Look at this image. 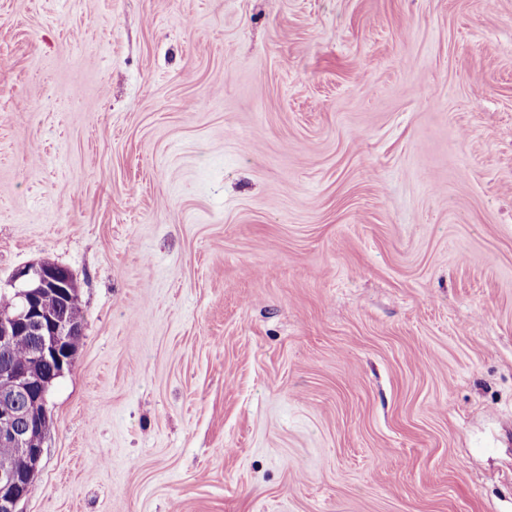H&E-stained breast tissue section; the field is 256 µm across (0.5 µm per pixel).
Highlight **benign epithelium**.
Instances as JSON below:
<instances>
[{"instance_id": "obj_1", "label": "benign epithelium", "mask_w": 512, "mask_h": 512, "mask_svg": "<svg viewBox=\"0 0 512 512\" xmlns=\"http://www.w3.org/2000/svg\"><path fill=\"white\" fill-rule=\"evenodd\" d=\"M77 294L70 270L41 261L16 273L14 303L0 309V352L16 335L30 333L34 338L24 362L0 357V451L20 460L18 468L0 470V512H19V503L32 491L44 452L47 395L70 369L82 336L81 325L43 308L44 297L55 295L66 302Z\"/></svg>"}]
</instances>
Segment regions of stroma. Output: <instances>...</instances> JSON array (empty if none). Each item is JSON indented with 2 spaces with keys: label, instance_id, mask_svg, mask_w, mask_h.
Listing matches in <instances>:
<instances>
[{
  "label": "stroma",
  "instance_id": "1",
  "mask_svg": "<svg viewBox=\"0 0 512 512\" xmlns=\"http://www.w3.org/2000/svg\"><path fill=\"white\" fill-rule=\"evenodd\" d=\"M42 260L20 512H512V0H0V293Z\"/></svg>",
  "mask_w": 512,
  "mask_h": 512
}]
</instances>
